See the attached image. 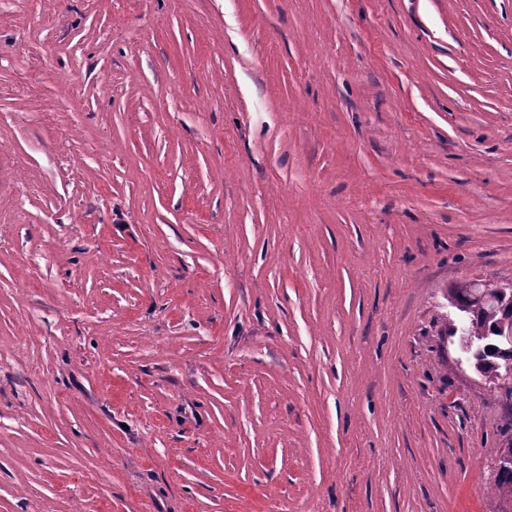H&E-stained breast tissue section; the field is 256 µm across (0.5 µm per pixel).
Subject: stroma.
<instances>
[{"label":"stroma","instance_id":"obj_1","mask_svg":"<svg viewBox=\"0 0 512 512\" xmlns=\"http://www.w3.org/2000/svg\"><path fill=\"white\" fill-rule=\"evenodd\" d=\"M512 0H0V512H512ZM483 283L473 282L474 288L466 281L459 282L450 288L449 295L454 298L459 304L465 307H471L476 305V301L472 298L475 297L480 291L485 289H494L491 291L492 294H498L499 306L496 307L493 303H485L480 305L479 308L471 311L462 312L465 314V332L470 336H460L459 346L461 351L467 355L470 360L469 354L481 345L480 336H488L485 343L489 345L479 356L474 357L476 361V370L487 383L496 384L499 387H503L508 390H512V362H506L502 365H498L502 362L501 354L497 349L512 347V325L504 324L500 329L499 341L497 336L493 334L496 329V323L501 320L502 317L512 316V294L509 293L505 296H501L499 291L505 294L508 289L512 291V282L502 285H492L493 288H480ZM450 298V303L453 307L457 308L455 301ZM498 370V372H497ZM497 372V375L495 376ZM495 376V377H493ZM493 377V379L485 378Z\"/></svg>","mask_w":512,"mask_h":512}]
</instances>
